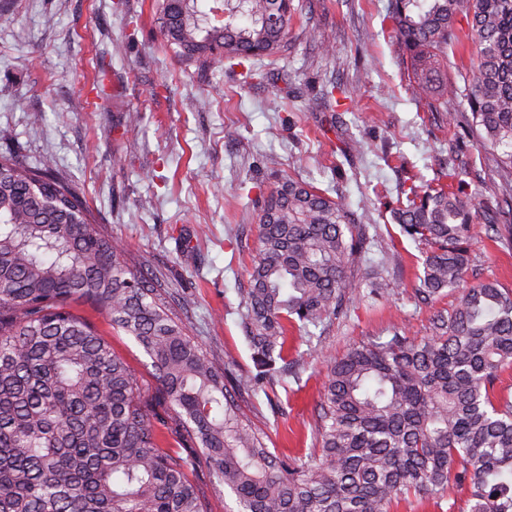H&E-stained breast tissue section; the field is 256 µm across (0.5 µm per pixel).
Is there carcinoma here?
I'll use <instances>...</instances> for the list:
<instances>
[{
	"label": "carcinoma",
	"mask_w": 512,
	"mask_h": 512,
	"mask_svg": "<svg viewBox=\"0 0 512 512\" xmlns=\"http://www.w3.org/2000/svg\"><path fill=\"white\" fill-rule=\"evenodd\" d=\"M226 2L246 22L232 13L205 26L199 0H156L170 48L238 66L288 49L293 0ZM389 18L435 111L446 104L448 48L472 41L459 72L467 107L448 124L500 179L493 204L421 184L391 209L401 233L428 247L415 288L428 303L464 281L478 231L512 245V0H390ZM52 166L0 155V512H206L192 460L159 446L162 427L208 463L238 512H392L401 497L443 499L451 486L469 489L467 512H512V395L494 393L512 365V288H466L434 314L431 335L398 328L329 359L317 448L280 457L235 395L274 383L288 324L309 342L348 305L383 294L376 281L361 293L350 275L369 251V225L291 177L268 194L240 304L254 370L230 376ZM80 302L143 348L161 411L73 311Z\"/></svg>",
	"instance_id": "carcinoma-1"
}]
</instances>
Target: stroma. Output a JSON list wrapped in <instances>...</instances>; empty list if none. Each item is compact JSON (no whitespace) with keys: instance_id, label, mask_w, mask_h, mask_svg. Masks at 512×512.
I'll list each match as a JSON object with an SVG mask.
<instances>
[{"instance_id":"1","label":"stroma","mask_w":512,"mask_h":512,"mask_svg":"<svg viewBox=\"0 0 512 512\" xmlns=\"http://www.w3.org/2000/svg\"><path fill=\"white\" fill-rule=\"evenodd\" d=\"M152 4L0 0V130L11 134L0 153L31 165L52 158L133 267L157 276L188 335L235 374L253 368L238 309L269 191L293 177L366 216L377 229L374 259L389 261L383 297L351 304L313 348L289 328V384L239 398L272 452H310L324 356L397 327L429 335L434 311L458 299L450 291L417 302L426 247L390 218L400 190L450 184L453 150L484 199H497L498 180L446 112L429 111L392 32L389 0H302L290 49L251 73L179 58ZM306 26L317 43L306 42ZM331 84L341 105L329 113L315 97ZM470 264L469 283L512 288L511 247L478 237ZM75 311L153 392L142 347L92 306Z\"/></svg>"}]
</instances>
